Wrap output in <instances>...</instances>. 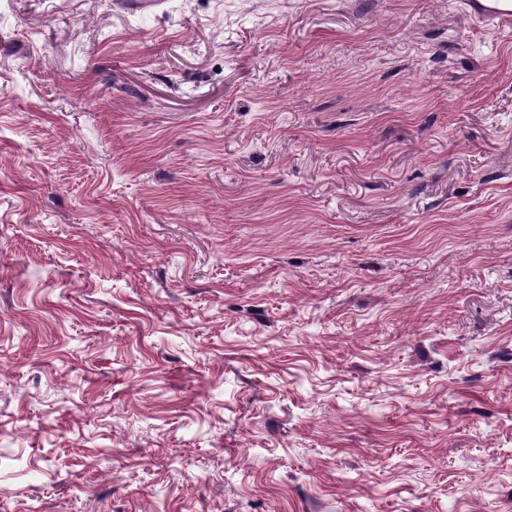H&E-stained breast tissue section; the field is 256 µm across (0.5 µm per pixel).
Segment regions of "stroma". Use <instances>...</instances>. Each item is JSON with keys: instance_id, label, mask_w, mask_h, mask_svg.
Segmentation results:
<instances>
[{"instance_id": "1", "label": "stroma", "mask_w": 512, "mask_h": 512, "mask_svg": "<svg viewBox=\"0 0 512 512\" xmlns=\"http://www.w3.org/2000/svg\"><path fill=\"white\" fill-rule=\"evenodd\" d=\"M0 512H512V31L0 0Z\"/></svg>"}]
</instances>
